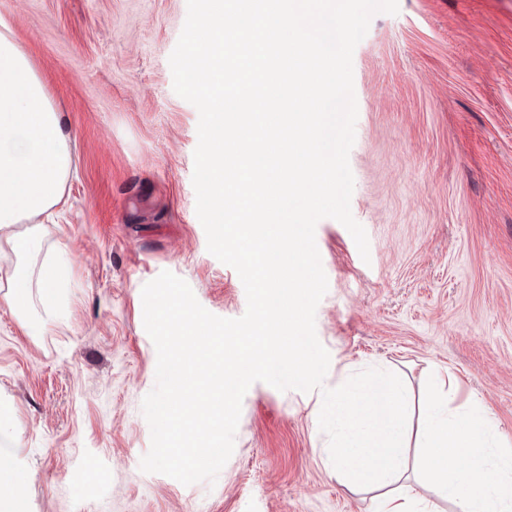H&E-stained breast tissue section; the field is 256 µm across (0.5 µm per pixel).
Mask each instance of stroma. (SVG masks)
Returning <instances> with one entry per match:
<instances>
[{
  "mask_svg": "<svg viewBox=\"0 0 512 512\" xmlns=\"http://www.w3.org/2000/svg\"><path fill=\"white\" fill-rule=\"evenodd\" d=\"M186 16V0H0V30L72 136L67 207L44 224L45 248L69 260L65 298L54 311L0 301V402L28 512H370V494L336 472V426L315 390L254 383L216 482L140 469L157 364L144 284L168 270L215 315L247 306L196 215L199 114L169 65ZM353 77L351 212L370 258L341 223L318 222L325 385L398 376L408 475L430 496L417 443L436 372L512 437V0H399L398 14L373 16Z\"/></svg>",
  "mask_w": 512,
  "mask_h": 512,
  "instance_id": "stroma-1",
  "label": "stroma"
}]
</instances>
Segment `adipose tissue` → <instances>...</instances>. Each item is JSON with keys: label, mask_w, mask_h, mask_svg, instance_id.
Returning <instances> with one entry per match:
<instances>
[{"label": "adipose tissue", "mask_w": 512, "mask_h": 512, "mask_svg": "<svg viewBox=\"0 0 512 512\" xmlns=\"http://www.w3.org/2000/svg\"><path fill=\"white\" fill-rule=\"evenodd\" d=\"M70 135L31 63L10 32H0V299L24 309L31 295L50 308L63 299L61 256L40 259V218L64 202ZM426 463L452 512H512V445L493 419L466 401L441 395L420 408ZM405 394L388 374L337 393L325 406L343 432L336 471L374 491L373 512H441L403 481ZM15 422L0 410V512H28L26 477L13 466Z\"/></svg>", "instance_id": "obj_1"}]
</instances>
